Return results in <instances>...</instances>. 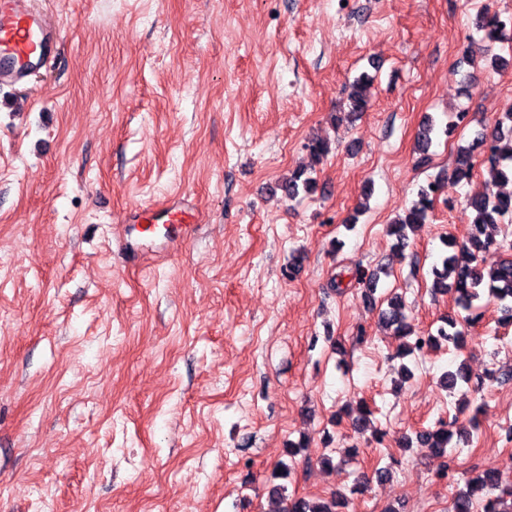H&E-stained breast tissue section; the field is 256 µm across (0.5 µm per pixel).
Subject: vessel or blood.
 I'll list each match as a JSON object with an SVG mask.
<instances>
[{
	"mask_svg": "<svg viewBox=\"0 0 512 512\" xmlns=\"http://www.w3.org/2000/svg\"><path fill=\"white\" fill-rule=\"evenodd\" d=\"M55 29L33 0H0V86L16 88L58 56Z\"/></svg>",
	"mask_w": 512,
	"mask_h": 512,
	"instance_id": "b4317fda",
	"label": "vessel or blood"
}]
</instances>
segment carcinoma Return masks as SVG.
<instances>
[{
    "label": "carcinoma",
    "instance_id": "cac0c4a2",
    "mask_svg": "<svg viewBox=\"0 0 512 512\" xmlns=\"http://www.w3.org/2000/svg\"><path fill=\"white\" fill-rule=\"evenodd\" d=\"M477 26L486 31L490 41L512 46V18L503 19L487 7L478 15ZM371 82L372 77L362 74L348 85L349 111H368V87ZM434 135V121L425 120L416 140V151L423 164L429 160ZM308 149L312 163L318 164L329 154L330 143L323 138H314L308 143ZM480 160L489 163V184L493 190L473 195L466 200L465 210L470 213L467 236L461 242L453 237L444 241L447 251L441 267L432 269L431 288L437 293L453 292L458 307L465 312L463 320L470 322L474 321L473 312L480 307L482 294L486 291L499 301L501 321L511 324L512 254H506L499 264L487 271L479 267L478 257L489 247L505 249L504 244L486 233V228L490 224H501L508 217L512 218V191L500 190V187L512 184V112L502 115L493 132L480 134L467 144L458 146L453 178L458 181L470 179ZM440 182L441 178L438 177L420 188L404 215L390 224L389 234L395 237L396 250L404 251L409 234L428 222L437 197L435 187ZM315 184V178L310 172L299 169L282 183V190L285 197L294 199L302 191H312ZM379 320L391 335L400 340L401 356L416 349L437 346L442 341L456 346L462 336V331L457 328L458 321L452 317L443 320L435 336L416 332L405 312V303L398 295L387 300V307L379 309ZM460 381H470V375L463 366L454 372L444 373L440 378V386L446 390L454 389ZM451 438L452 432L448 430V425L441 423L434 429L426 428L417 432L413 439L404 437L402 446L408 448L416 441L430 448L437 461L435 476L441 480L447 478L454 465V459L448 452ZM268 498L271 505L269 512H341L340 507L344 505L343 499L334 495L328 499L290 496L287 487L279 482L270 484ZM479 500L484 502V512H512V504H507V501H512V485L503 484L498 473L484 469L468 479L465 487L456 492L453 499L455 512H473L474 503Z\"/></svg>",
    "mask_w": 512,
    "mask_h": 512
}]
</instances>
